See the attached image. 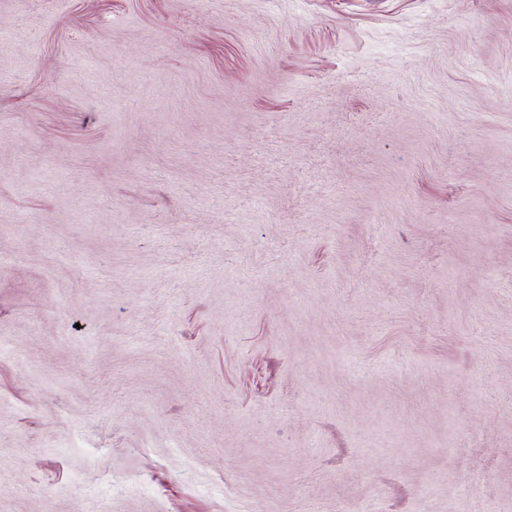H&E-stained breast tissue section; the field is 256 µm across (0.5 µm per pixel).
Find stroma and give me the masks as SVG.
I'll use <instances>...</instances> for the list:
<instances>
[{
	"label": "stroma",
	"instance_id": "35a3bbf8",
	"mask_svg": "<svg viewBox=\"0 0 512 512\" xmlns=\"http://www.w3.org/2000/svg\"><path fill=\"white\" fill-rule=\"evenodd\" d=\"M0 512H512V0H0Z\"/></svg>",
	"mask_w": 512,
	"mask_h": 512
}]
</instances>
